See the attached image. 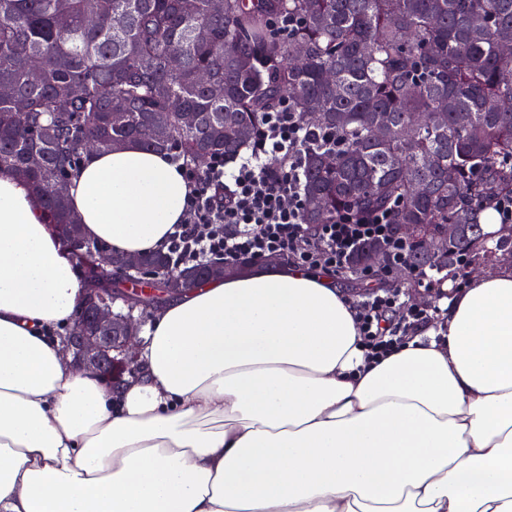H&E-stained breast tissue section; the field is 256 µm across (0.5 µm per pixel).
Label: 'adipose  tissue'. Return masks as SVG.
Instances as JSON below:
<instances>
[{"mask_svg":"<svg viewBox=\"0 0 512 512\" xmlns=\"http://www.w3.org/2000/svg\"><path fill=\"white\" fill-rule=\"evenodd\" d=\"M192 186L163 149L86 154L83 235L164 249ZM84 287L0 172V512H512V270L367 364L335 277L284 266L170 300L111 390L54 336Z\"/></svg>","mask_w":512,"mask_h":512,"instance_id":"obj_1","label":"adipose tissue"}]
</instances>
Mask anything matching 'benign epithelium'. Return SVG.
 Here are the masks:
<instances>
[{
    "mask_svg": "<svg viewBox=\"0 0 512 512\" xmlns=\"http://www.w3.org/2000/svg\"><path fill=\"white\" fill-rule=\"evenodd\" d=\"M79 227L78 223L56 225L77 275L93 281V285L84 290L78 306L75 334L65 337L63 346L72 354L77 370L99 376L106 386L116 391L126 383V378L138 372L139 320L134 318L133 312L141 308L158 310L166 300L185 293L186 280L191 274L176 269L160 274L145 268L139 256H115L106 246L90 249L94 262L88 264L84 248L72 238ZM364 263L369 271H381L385 266L383 249L376 246L366 251ZM252 266V262L226 266L224 261L217 260L207 265L205 272L196 279L205 284ZM119 300L129 309L125 315L114 310Z\"/></svg>",
    "mask_w": 512,
    "mask_h": 512,
    "instance_id": "benign-epithelium-1",
    "label": "benign epithelium"
}]
</instances>
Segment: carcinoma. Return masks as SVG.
Masks as SVG:
<instances>
[{"instance_id": "1", "label": "carcinoma", "mask_w": 512, "mask_h": 512, "mask_svg": "<svg viewBox=\"0 0 512 512\" xmlns=\"http://www.w3.org/2000/svg\"><path fill=\"white\" fill-rule=\"evenodd\" d=\"M287 16L296 25L281 34ZM506 35L512 0H224L220 15L210 0H0V85L12 88L0 97V171L30 185L49 223L67 224L68 196L54 187L79 164L82 135L103 152L136 140L186 164L201 152L227 162L246 141L224 114L253 130L286 95L306 125L339 140L308 154L305 223L390 209L395 224H476L512 196ZM299 45L303 60L294 59ZM172 54L182 57L177 70L167 67ZM31 56L43 63L36 85L25 70ZM202 73L221 89L202 84ZM60 85L70 88L64 99ZM183 111L197 125H185ZM382 113L392 126L378 124ZM415 115L421 122L400 133ZM411 181L424 193L409 192ZM480 238L413 243L411 264L454 269L470 245L488 249Z\"/></svg>"}]
</instances>
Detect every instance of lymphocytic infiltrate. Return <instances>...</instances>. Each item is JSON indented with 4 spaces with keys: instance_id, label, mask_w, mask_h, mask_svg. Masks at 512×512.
Returning a JSON list of instances; mask_svg holds the SVG:
<instances>
[{
    "instance_id": "f902f5d3",
    "label": "lymphocytic infiltrate",
    "mask_w": 512,
    "mask_h": 512,
    "mask_svg": "<svg viewBox=\"0 0 512 512\" xmlns=\"http://www.w3.org/2000/svg\"><path fill=\"white\" fill-rule=\"evenodd\" d=\"M329 141L327 133L306 127L285 99L260 115L249 154L236 172L225 174L220 158L205 171L187 169L193 186L187 219L167 246L174 263L218 257L235 264L277 254L288 265L340 276L357 249L369 242L385 247L387 267H405L410 246L395 235L390 212L341 217L313 230L304 224V159L309 147ZM351 305L361 346L373 362L391 354L410 331L435 323L441 313L439 306L415 305L398 291H374Z\"/></svg>"
}]
</instances>
